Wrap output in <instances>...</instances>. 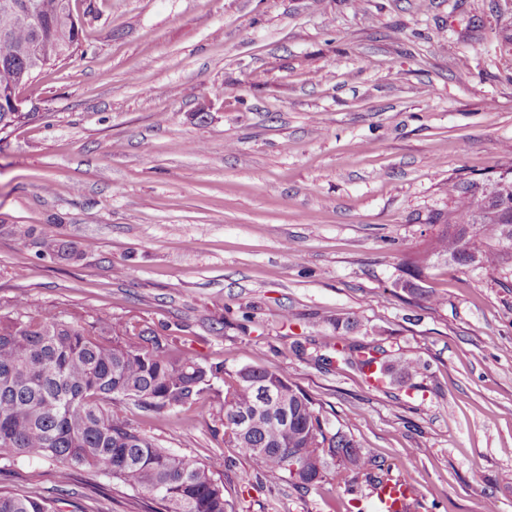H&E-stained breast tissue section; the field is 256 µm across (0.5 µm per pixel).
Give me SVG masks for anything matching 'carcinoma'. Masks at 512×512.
<instances>
[{"instance_id":"carcinoma-1","label":"carcinoma","mask_w":512,"mask_h":512,"mask_svg":"<svg viewBox=\"0 0 512 512\" xmlns=\"http://www.w3.org/2000/svg\"><path fill=\"white\" fill-rule=\"evenodd\" d=\"M0 0V96L16 94L38 73L72 56L80 40L71 0H33L32 15ZM29 118L27 112L0 109V132ZM496 189L481 212L471 186L453 185L455 206L439 216L440 229L425 248L405 257L407 278L396 287L433 304L439 297L421 285L420 276L436 265L468 266L464 239L472 231V253L479 267L496 268L512 259V223H505L495 198L512 195V167L495 180ZM42 255L74 258L93 248L75 247L47 232L38 238ZM14 315L0 318V459L41 457L57 466L59 485L88 467L147 495L161 512H229L224 486L197 459L158 447L130 427L106 403L132 401L164 414L175 408L209 403L218 408L224 435L260 465L272 480L288 478L309 489L326 478L329 466L345 478L363 476L370 487L388 479L390 466L368 455L353 435L328 427L315 400L282 372L243 366L227 370L203 365L189 352L170 345L156 329L129 327L99 314L89 322L62 317L56 307L29 312L25 297L13 300ZM336 360L363 369L376 347L346 344L336 337ZM377 368L391 382L415 375L409 358L382 359ZM224 383V395L214 388ZM279 394L274 412L259 427L236 432V419L255 407L262 389ZM61 499L47 500L24 490L1 491L0 512H57Z\"/></svg>"}]
</instances>
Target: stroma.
<instances>
[{"mask_svg": "<svg viewBox=\"0 0 512 512\" xmlns=\"http://www.w3.org/2000/svg\"><path fill=\"white\" fill-rule=\"evenodd\" d=\"M80 46L0 133V313L147 322L203 364L276 368L414 491L411 512H512V261L402 262L512 165V0H72ZM94 249L39 254L25 231ZM345 338L419 362L375 388L315 362ZM117 413L211 465L233 512H350L346 484L267 482L206 405ZM77 471L64 512H154ZM52 497L23 459L0 489Z\"/></svg>", "mask_w": 512, "mask_h": 512, "instance_id": "1", "label": "stroma"}]
</instances>
